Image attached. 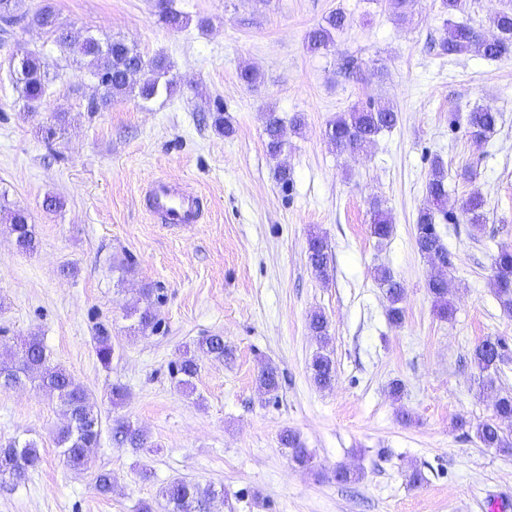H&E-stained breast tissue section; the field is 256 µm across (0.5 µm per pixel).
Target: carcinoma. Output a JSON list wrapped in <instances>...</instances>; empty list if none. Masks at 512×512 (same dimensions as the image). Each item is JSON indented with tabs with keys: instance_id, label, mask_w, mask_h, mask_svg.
<instances>
[{
	"instance_id": "obj_1",
	"label": "carcinoma",
	"mask_w": 512,
	"mask_h": 512,
	"mask_svg": "<svg viewBox=\"0 0 512 512\" xmlns=\"http://www.w3.org/2000/svg\"><path fill=\"white\" fill-rule=\"evenodd\" d=\"M20 2L21 0H0V20L9 25L25 18V15L19 13ZM159 12L165 24L172 29H182L188 24V18L173 7V0H159ZM346 21L344 11L340 9L329 13L322 23L309 31L307 49L312 53L331 50L335 45L334 34L344 28ZM30 22L51 30L56 35V43L61 50L91 58L93 75L102 89L100 101L103 106L133 93L148 101L163 93L170 95L174 92L173 81L168 78V67L160 57L146 60L121 40L102 42L95 36L88 35L76 41L58 22L56 14L49 6L34 13ZM490 24L495 34L487 38L466 23H452L446 37L438 44L440 54H473L491 61L512 55V10L496 13L490 19ZM13 67L16 86L20 88L28 111L34 114L42 107L46 94L44 65L39 56L26 52L15 59ZM500 119V113L488 108L471 110L466 117L470 138L477 143L490 138ZM397 120V112L392 106L370 102L336 116L330 123L328 139L340 153L360 154L367 151L382 132L394 127ZM282 126L283 119L274 109H268L265 117V146L267 153L273 158L279 156L284 148ZM426 194L430 206L420 210L417 215L415 246L431 267L448 268L452 261L438 231L437 219L441 217L451 224H458L463 220L481 231L487 221L485 201L475 194L463 202L461 216L448 212V175L444 162L438 157L431 160ZM4 212L8 229L14 235L18 249L23 253L33 252L37 246V237L34 225L29 223L28 214L19 208H6ZM392 232L391 218L379 204H373L372 234L379 239H386ZM308 260L320 277H329L331 258L328 245L322 237L315 235L310 238ZM377 279L386 288L388 320L393 324L402 323L405 314L404 307L401 306V285L386 268L377 272ZM491 286L501 311L511 316L512 246L501 247L495 256ZM427 289L434 300L438 317L444 320L452 318L454 308L448 298V279L433 274L427 281ZM129 315L137 317L139 329L143 333L159 329L160 319L156 310L154 289H142L137 305L133 306ZM310 329L321 345H328V322L322 312L315 311L311 314ZM508 350L507 339L503 336L488 337L476 345L472 361L480 373L486 375L482 386L490 389L494 387V375L499 372V365ZM231 356L232 350L224 344V337L212 335L202 338L197 342L194 351H185L181 360L176 363V374L180 375L178 384L190 386L192 379L198 375L202 360L224 361ZM311 377L320 389L332 386L336 380V365L330 354L319 351L314 355ZM6 379L15 386L30 380L56 394L66 417V424L57 433L56 445L61 448L69 466H84L88 461L87 449L98 441L102 426L101 415L89 402L81 385L66 371L48 364L45 346L38 336H29L16 351H5V357L0 359V381ZM259 383L266 393L276 395L280 388L277 368L270 364L265 365L260 370ZM509 422L512 423V391L505 390L495 397L492 415L475 425V435L481 446L492 448L501 456L512 457V432L504 428V424ZM112 437L135 450L148 447L147 436L122 418L113 420ZM279 442L288 449L294 463L302 467L311 465L312 455L295 431L283 430L279 435ZM39 461L38 446L32 440H14L4 446L0 445V478L8 476L14 480H22L37 467ZM215 494L214 489L188 480H178L162 492L167 500V512H209V503Z\"/></svg>"
}]
</instances>
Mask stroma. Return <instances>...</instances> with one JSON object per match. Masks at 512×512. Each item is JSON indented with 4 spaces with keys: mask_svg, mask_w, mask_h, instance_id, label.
Listing matches in <instances>:
<instances>
[{
    "mask_svg": "<svg viewBox=\"0 0 512 512\" xmlns=\"http://www.w3.org/2000/svg\"><path fill=\"white\" fill-rule=\"evenodd\" d=\"M47 5L73 36L164 56L176 89L98 109L88 60L63 55L54 33L27 18L0 31V204L27 210L38 238L36 252L19 253L0 223V346L41 336L51 364L85 388L103 420L87 465L75 470L55 442V399L31 386L0 389V442L36 440L41 456L26 480L0 479V512H139L145 503L166 512L160 491L179 479L214 487L211 512H487L494 497L512 501V457L481 447L470 428L494 397L478 389L472 351L489 336L512 340V318L490 285L493 256L512 245V56L439 54L440 0H411L402 17L394 0H174L190 18L179 30L161 20L157 0H23L22 11ZM337 9L347 25L335 48L308 53L307 32ZM21 50L45 63L47 106L36 116L13 81ZM247 69L258 73L255 85L242 81ZM380 98L396 125L366 154L337 153L329 122ZM217 104L231 134L213 125ZM477 106L502 115L481 144L449 125ZM270 108L286 123L276 160L264 144ZM59 112L65 124L45 138L41 127ZM435 156L448 170V210L478 193L487 213L478 234L463 223L439 227L453 262L447 321L414 244ZM279 164L289 189L274 177ZM157 177L201 194L193 229L146 212L143 191ZM50 197L60 208H46ZM375 200L393 221L384 240L370 232ZM314 234L333 256L325 279L307 260ZM379 267L404 290L401 324L386 317ZM148 285L159 290L161 324L145 335L125 311ZM315 310L329 321L324 348L336 363L327 390L311 381L323 348L309 330ZM102 334L114 348L107 364L97 354ZM213 334L233 358L204 361L190 387L178 386L183 350ZM267 363L279 372L274 399L258 381ZM116 386L125 392L117 405ZM403 410L412 423L401 422ZM118 417L144 430L150 450L113 441ZM287 428L314 470L280 445ZM341 465L363 479L336 481ZM415 469L424 477L417 487L407 478ZM102 472L112 475L107 493L95 486Z\"/></svg>",
    "mask_w": 512,
    "mask_h": 512,
    "instance_id": "35a3bbf8",
    "label": "stroma"
}]
</instances>
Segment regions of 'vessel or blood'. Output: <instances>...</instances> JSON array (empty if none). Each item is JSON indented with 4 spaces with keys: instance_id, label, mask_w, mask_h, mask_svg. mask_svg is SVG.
<instances>
[{
    "instance_id": "vessel-or-blood-1",
    "label": "vessel or blood",
    "mask_w": 512,
    "mask_h": 512,
    "mask_svg": "<svg viewBox=\"0 0 512 512\" xmlns=\"http://www.w3.org/2000/svg\"><path fill=\"white\" fill-rule=\"evenodd\" d=\"M147 211L163 224H195L200 216V199L189 187L164 178L151 180L145 190Z\"/></svg>"
}]
</instances>
